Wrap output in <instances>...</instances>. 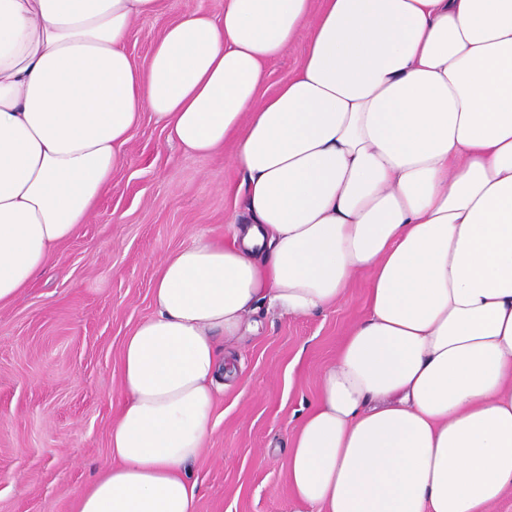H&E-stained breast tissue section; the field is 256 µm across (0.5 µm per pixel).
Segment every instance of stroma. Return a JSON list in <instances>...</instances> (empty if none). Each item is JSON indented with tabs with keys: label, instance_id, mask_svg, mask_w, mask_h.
<instances>
[{
	"label": "stroma",
	"instance_id": "stroma-1",
	"mask_svg": "<svg viewBox=\"0 0 512 512\" xmlns=\"http://www.w3.org/2000/svg\"><path fill=\"white\" fill-rule=\"evenodd\" d=\"M217 8L167 0L163 15L133 22L128 54L144 64L167 24ZM233 150L229 141L216 154L188 153L143 113L88 221L0 307V512H73L110 463L123 343L154 312L162 260L198 234L223 240L228 220L246 215ZM366 299L362 275L341 304L304 317L263 303L226 344L215 428L192 468L197 512H313L288 486V438Z\"/></svg>",
	"mask_w": 512,
	"mask_h": 512
}]
</instances>
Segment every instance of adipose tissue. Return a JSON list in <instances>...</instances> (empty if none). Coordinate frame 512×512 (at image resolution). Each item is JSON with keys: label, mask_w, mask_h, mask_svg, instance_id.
<instances>
[{"label": "adipose tissue", "mask_w": 512, "mask_h": 512, "mask_svg": "<svg viewBox=\"0 0 512 512\" xmlns=\"http://www.w3.org/2000/svg\"><path fill=\"white\" fill-rule=\"evenodd\" d=\"M165 0H0V306L85 223L143 112L234 140L247 223L170 253L126 337L112 463L76 512H196L222 341L369 277L289 438L315 512H488L512 493V0H222L132 63ZM294 73L261 97L296 42Z\"/></svg>", "instance_id": "adipose-tissue-1"}]
</instances>
